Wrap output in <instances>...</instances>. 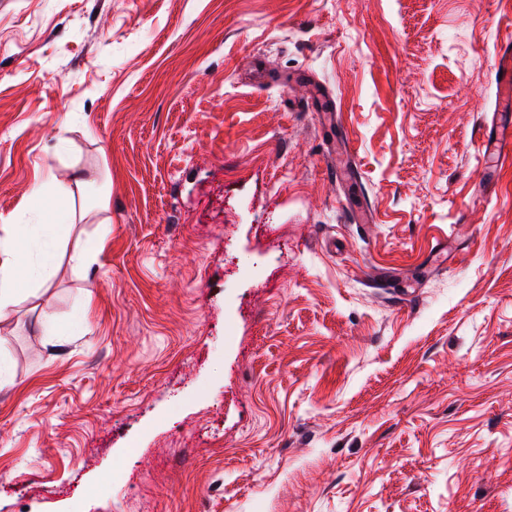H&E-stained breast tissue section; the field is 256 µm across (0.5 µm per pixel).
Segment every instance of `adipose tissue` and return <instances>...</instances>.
I'll use <instances>...</instances> for the list:
<instances>
[{"label":"adipose tissue","mask_w":512,"mask_h":512,"mask_svg":"<svg viewBox=\"0 0 512 512\" xmlns=\"http://www.w3.org/2000/svg\"><path fill=\"white\" fill-rule=\"evenodd\" d=\"M59 211L46 236L35 235L31 225H5L6 243L0 245V319L17 301L16 293L24 280H47L54 270L57 248L70 235L72 222L67 210V191L56 188Z\"/></svg>","instance_id":"1"}]
</instances>
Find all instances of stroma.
Listing matches in <instances>:
<instances>
[{"instance_id": "stroma-1", "label": "stroma", "mask_w": 512, "mask_h": 512, "mask_svg": "<svg viewBox=\"0 0 512 512\" xmlns=\"http://www.w3.org/2000/svg\"><path fill=\"white\" fill-rule=\"evenodd\" d=\"M511 43L512 0H0V225L76 220L0 322V512H512ZM498 112H512V53L499 52L495 60ZM502 74V77H499ZM484 158L497 165L512 157V120L508 125L500 124L498 129L490 133L482 141Z\"/></svg>"}]
</instances>
